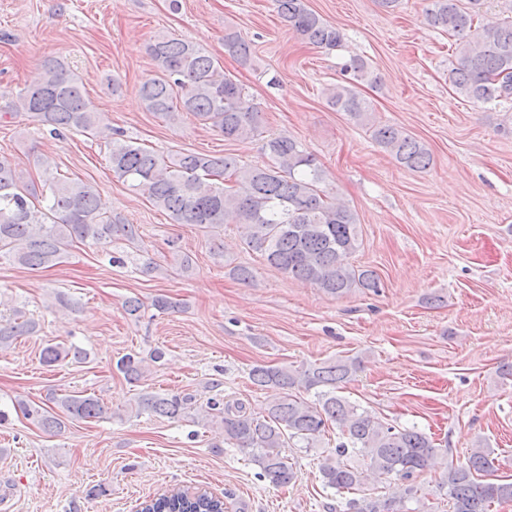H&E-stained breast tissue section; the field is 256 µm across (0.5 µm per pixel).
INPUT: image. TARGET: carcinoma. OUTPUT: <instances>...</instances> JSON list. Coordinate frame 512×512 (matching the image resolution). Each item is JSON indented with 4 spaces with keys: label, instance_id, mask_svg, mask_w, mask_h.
<instances>
[{
    "label": "carcinoma",
    "instance_id": "1",
    "mask_svg": "<svg viewBox=\"0 0 512 512\" xmlns=\"http://www.w3.org/2000/svg\"><path fill=\"white\" fill-rule=\"evenodd\" d=\"M285 26L310 45L331 52L341 47L343 35L311 10L305 0H275ZM492 0H430L425 20L433 28L456 37L458 65L449 73L454 90L473 101H512V16L476 21L480 9ZM224 50L237 62L253 64L251 42L235 30L224 33ZM156 74L139 86L147 111L174 122L188 112L228 141L262 134L261 111L246 101L245 88L224 74L215 60L197 45L161 34L148 45ZM41 81L27 89L13 105L37 125L60 135L79 131L99 134L100 115L90 108L78 79L64 62H43ZM348 84L328 89V102L371 133L372 140L400 166L424 171L433 161L427 146L405 131L371 118L370 103L356 90L362 81L378 76L369 63L353 56L342 66ZM269 162L245 166L231 155L180 152L163 157L131 140L110 142L113 175L133 190H144L151 203L169 213L175 224H196L216 243V230L242 224L248 249L266 262L323 292L340 297L356 289L380 291L379 275L349 263L360 247L358 215L324 188L325 174L316 158L295 139L275 135L266 141ZM41 187L21 186L16 168L0 159V255L30 269L50 268L76 243L114 240L136 244L139 225L121 215L101 211L94 189L58 172L47 158L37 159ZM39 332L38 323L18 311L0 320V350L20 336ZM86 352L73 345L47 340L40 360L55 366L68 359L83 360ZM357 357L328 360L298 368L255 365L250 378L257 387L274 388L281 397L257 415L245 403L212 397L198 410L206 425L224 430V440L248 455L259 477L274 487H286L296 478L281 449L292 440L313 447L329 425L339 431V443L320 463L324 486L336 494H353L368 475L393 482L378 497L346 500L351 512H409L406 503L417 498V476L427 470L438 448L415 427L397 428L359 410L336 396V390L360 370ZM117 369L134 384L145 376L143 360L126 355ZM314 392L315 400L297 396ZM190 394L141 392L131 405L136 415L154 414L178 419L188 412ZM23 416L43 431L56 435L73 420L102 419L108 408L95 396L51 392L46 403L20 401ZM359 454L367 461L363 471L340 461ZM496 458L485 448L475 449L468 465L447 466L438 488L453 505V512H490L492 504L512 501V482L492 478ZM140 512H224V500L206 490L173 489L143 503Z\"/></svg>",
    "mask_w": 512,
    "mask_h": 512
}]
</instances>
